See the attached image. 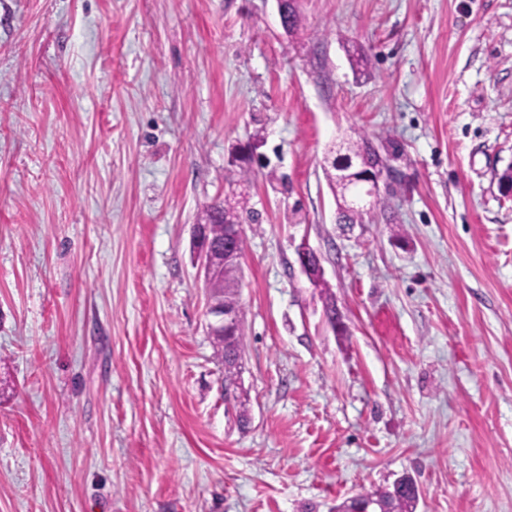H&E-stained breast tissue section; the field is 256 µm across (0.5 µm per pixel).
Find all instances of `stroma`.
<instances>
[{"instance_id":"stroma-1","label":"stroma","mask_w":512,"mask_h":512,"mask_svg":"<svg viewBox=\"0 0 512 512\" xmlns=\"http://www.w3.org/2000/svg\"><path fill=\"white\" fill-rule=\"evenodd\" d=\"M296 5L290 37L273 0H0V512H332L405 475L415 512H512V0ZM363 136L383 205L347 227L324 157ZM251 141L243 426L191 241ZM297 256L300 269L307 279L316 286L317 278L319 276L324 277L323 267L320 263L317 252L312 249L308 243L303 242L297 249ZM317 262L315 271L312 269V263Z\"/></svg>"}]
</instances>
